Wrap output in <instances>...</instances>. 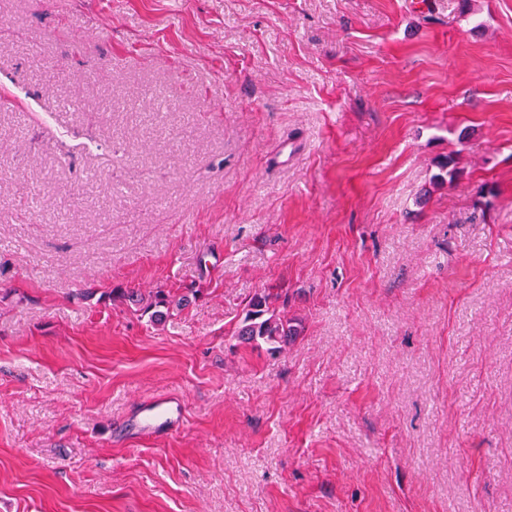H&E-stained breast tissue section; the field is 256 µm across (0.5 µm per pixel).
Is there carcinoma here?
<instances>
[{"label":"carcinoma","instance_id":"carcinoma-1","mask_svg":"<svg viewBox=\"0 0 512 512\" xmlns=\"http://www.w3.org/2000/svg\"><path fill=\"white\" fill-rule=\"evenodd\" d=\"M112 295L119 301L141 306L143 313L150 315L151 322L160 323L182 310L189 303L190 297L198 295V291L190 289L183 294L159 288L144 297L129 289L114 290ZM279 298V293L272 288H263L249 297L235 332L239 343L264 347L274 355L301 334L298 320L288 317L286 309L276 305Z\"/></svg>","mask_w":512,"mask_h":512}]
</instances>
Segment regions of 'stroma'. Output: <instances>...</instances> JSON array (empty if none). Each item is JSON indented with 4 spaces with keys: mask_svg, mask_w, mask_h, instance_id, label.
<instances>
[{
    "mask_svg": "<svg viewBox=\"0 0 512 512\" xmlns=\"http://www.w3.org/2000/svg\"><path fill=\"white\" fill-rule=\"evenodd\" d=\"M461 4L0 0V512H512V0ZM199 290L189 289L187 293H174L171 290L158 288L143 297L134 290H112V295L119 301L129 302L133 305L142 306L143 314H150L149 318L153 323H161L174 312L182 310L190 300V295L196 297ZM276 288H263L246 301L243 317L235 332L240 344L257 348L265 346L271 355L280 353L289 342L301 334V324L288 318L285 301L282 309L276 305L280 295ZM184 419L181 401L162 397L141 404L136 413L122 423V428L149 437L177 431Z\"/></svg>",
    "mask_w": 512,
    "mask_h": 512,
    "instance_id": "35a3bbf8",
    "label": "stroma"
}]
</instances>
